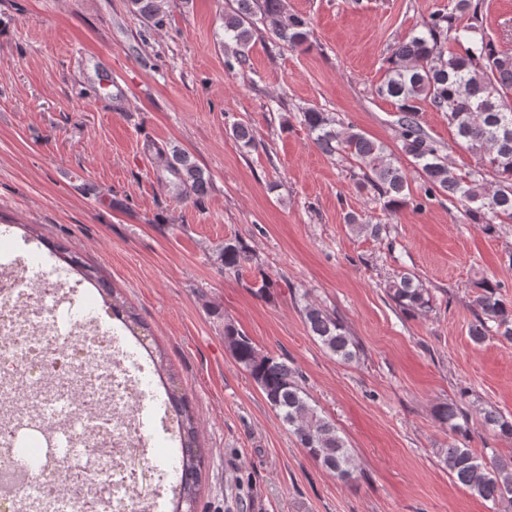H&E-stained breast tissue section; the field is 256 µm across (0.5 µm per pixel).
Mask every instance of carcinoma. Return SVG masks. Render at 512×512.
<instances>
[{
  "label": "carcinoma",
  "instance_id": "carcinoma-1",
  "mask_svg": "<svg viewBox=\"0 0 512 512\" xmlns=\"http://www.w3.org/2000/svg\"><path fill=\"white\" fill-rule=\"evenodd\" d=\"M168 0H132L137 11L155 20ZM237 8L224 14V48L235 62H246V51L253 36V18L257 15L270 21L277 42L291 48L308 43V21L285 8L283 0H236ZM453 34L461 52L445 55L441 47L443 35ZM233 62V63H235ZM232 62L226 67L233 68ZM377 93L398 102L402 148L421 171L424 197L414 207L423 208L438 193H446L463 206L464 216L472 224H480L487 233L496 231V224L512 223V55L500 53L487 37L477 17L475 0H450L448 10L436 12L424 20L422 31L412 33L394 44L389 67ZM428 101L438 112L448 115L456 135L471 151L479 154L482 164L464 174L448 167L436 142L424 131L418 119L417 102ZM300 123L313 143L330 157L347 156L368 170L364 178L384 208L394 210L406 199L408 188L401 168L392 161L386 148L350 127L336 128V119L315 107L299 113ZM167 171L174 177L176 195L191 192L199 197L208 188V179L188 155L175 149L167 160ZM496 177L497 186L486 191V171ZM56 253L73 271L98 289L103 302L112 310L132 336L144 328L135 311L98 276L96 268L59 245ZM217 261L226 273L242 274L252 255L248 245L227 239L216 249ZM476 297L475 322L469 328L471 340L477 344L491 336L512 342V305L497 292L499 285L491 280L480 284ZM390 298L405 311L427 312L432 308L429 289L415 281L409 273L392 281ZM304 321L323 349L343 363L359 356L357 343L349 336L336 314L314 304L302 309ZM224 343L235 362L255 382L265 399L288 425L298 444L325 471L342 482L353 476L352 456L336 425L311 404L301 383L299 371L275 356L261 353L252 339L234 324H224ZM167 397V410L176 421L181 456L178 466L180 481L173 489V512H184L182 506H195L199 494L203 449L198 447L196 416L184 397L179 395L174 377L166 373L164 357L144 346ZM438 419L455 434L467 435L459 420H467L465 411L456 402L436 408ZM479 415L495 436L512 440V421L494 409L483 408ZM453 481L470 494L484 500L512 502V458L489 457L474 452L466 442L455 440L438 452Z\"/></svg>",
  "mask_w": 512,
  "mask_h": 512
}]
</instances>
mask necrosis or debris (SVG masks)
Instances as JSON below:
<instances>
[{
  "label": "necrosis or debris",
  "instance_id": "necrosis-or-debris-1",
  "mask_svg": "<svg viewBox=\"0 0 512 512\" xmlns=\"http://www.w3.org/2000/svg\"><path fill=\"white\" fill-rule=\"evenodd\" d=\"M0 267V512H157L172 449L141 405L148 362L95 315V296Z\"/></svg>",
  "mask_w": 512,
  "mask_h": 512
}]
</instances>
